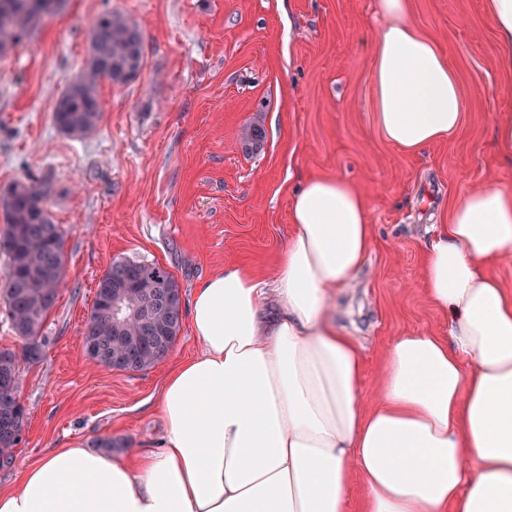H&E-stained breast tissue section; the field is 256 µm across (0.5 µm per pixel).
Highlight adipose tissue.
<instances>
[{
	"label": "adipose tissue",
	"mask_w": 512,
	"mask_h": 512,
	"mask_svg": "<svg viewBox=\"0 0 512 512\" xmlns=\"http://www.w3.org/2000/svg\"><path fill=\"white\" fill-rule=\"evenodd\" d=\"M379 10L376 123L418 152L459 128L460 83L409 0ZM486 11L512 69V0ZM290 214L271 281L229 263L194 288L202 350L164 379L159 445L53 451L0 491V512H349L356 474L361 512H512V292L484 270L512 255V190L452 206L423 262L447 332L400 337L370 405L361 354L329 316L375 244L366 202L346 179L310 177Z\"/></svg>",
	"instance_id": "ef3b65f1"
}]
</instances>
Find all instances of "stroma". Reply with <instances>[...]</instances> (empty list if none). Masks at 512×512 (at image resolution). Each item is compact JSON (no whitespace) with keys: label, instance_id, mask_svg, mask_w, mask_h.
I'll return each instance as SVG.
<instances>
[{"label":"stroma","instance_id":"obj_1","mask_svg":"<svg viewBox=\"0 0 512 512\" xmlns=\"http://www.w3.org/2000/svg\"><path fill=\"white\" fill-rule=\"evenodd\" d=\"M108 10L140 24L144 66L131 84L104 85L97 130L72 138L52 111ZM410 17L446 50L464 102L460 127L415 153L374 122L370 44L385 24L377 0H67L0 56V189L25 175L52 182L67 282L40 359L21 365L27 426L0 466V489L58 448L108 437L126 450L152 447L162 381L200 349L185 325L148 370L87 359L84 331L111 259L157 261L186 301L227 263L270 278L305 178H344L368 204L375 246L332 299L362 356L363 400H373L399 337L445 332L424 295V252L462 196L512 188V164L492 137L497 113H512V72L498 64L485 0H410ZM247 126L262 130L259 149L245 147Z\"/></svg>","mask_w":512,"mask_h":512}]
</instances>
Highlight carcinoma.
<instances>
[{"mask_svg":"<svg viewBox=\"0 0 512 512\" xmlns=\"http://www.w3.org/2000/svg\"><path fill=\"white\" fill-rule=\"evenodd\" d=\"M49 0H0V55L29 36L47 15L53 13ZM144 48L140 27L115 11L100 14L92 25L88 59L78 75L57 98L53 110L55 127L70 137L92 134L102 117L100 88L107 81L124 85L135 80L143 67ZM52 185L38 178L24 177L0 191V214L5 231L0 247L8 257L7 271L0 280L3 301L13 332L25 344L22 358L40 348L46 319L64 284L65 270L47 277L50 259L64 247V235L54 223L50 210ZM98 291L90 313L84 349L88 358L103 351L109 357L126 353L123 341L112 336V322L120 318L135 332L140 318L148 314L163 335L175 337L180 324L167 313L142 306L146 292L180 288L175 276L154 260L113 258L97 283ZM139 370L160 361L154 345L140 347ZM26 414L22 404L0 398V421H15Z\"/></svg>","mask_w":512,"mask_h":512,"instance_id":"cac0c4a2","label":"carcinoma"}]
</instances>
